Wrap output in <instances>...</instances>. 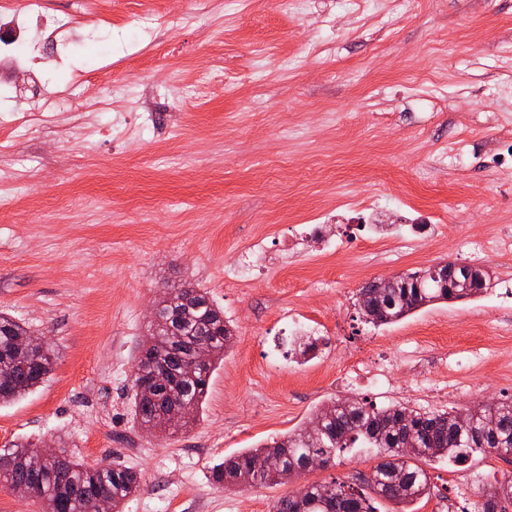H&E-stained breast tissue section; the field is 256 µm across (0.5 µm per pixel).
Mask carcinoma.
<instances>
[{"label": "carcinoma", "instance_id": "carcinoma-1", "mask_svg": "<svg viewBox=\"0 0 512 512\" xmlns=\"http://www.w3.org/2000/svg\"><path fill=\"white\" fill-rule=\"evenodd\" d=\"M489 271L475 275L465 267H448L449 287H439L431 269L404 274L403 286L377 295L370 282L359 294H375L374 307L357 310L360 321L375 328L395 324L436 301L456 302L489 289ZM233 331L224 311L207 293L191 284L177 286L156 306V318L137 360V373H165V384L148 391L131 386V415L142 429L175 431L184 419L170 414L187 405L199 409L216 363L224 359ZM36 341L24 323L0 314V404L12 403L44 383L53 370V354L45 349L36 359L21 346ZM208 346L205 364L195 361L197 345ZM353 448H367L379 459L372 474L358 483L333 479L308 485L303 504L294 495L280 498L272 512H376L375 498L407 506L430 494V476L421 461L465 463L479 452L512 449V400L479 403L465 412L423 411L401 403L378 407L365 398L344 397L315 410L305 426L258 448L214 465L212 481L245 488L290 481L304 471L307 459L335 460ZM37 448L13 443L0 452V482L11 487L33 484L45 512H122L127 498L139 488V477L127 468L87 465L60 450L43 468H33ZM267 460L264 474L252 469L254 458ZM473 512H512V474L485 491V501Z\"/></svg>", "mask_w": 512, "mask_h": 512}]
</instances>
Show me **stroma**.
Instances as JSON below:
<instances>
[{
  "label": "stroma",
  "instance_id": "1",
  "mask_svg": "<svg viewBox=\"0 0 512 512\" xmlns=\"http://www.w3.org/2000/svg\"><path fill=\"white\" fill-rule=\"evenodd\" d=\"M72 18L70 48L41 44L38 70L60 119L84 139L36 130L0 154L26 168L24 195L0 186V313L54 354L47 381L0 406V448H62L135 471L123 512H270L306 483L369 475L352 451L284 484L212 483L225 458L300 426L337 397L452 411L512 400V296L438 302L379 329L354 303L372 280L455 260L472 238L512 233V168L488 155L512 128V0H47ZM92 197L85 209L65 199ZM409 247L370 242L362 195ZM331 214L336 250L296 231ZM257 238L269 262L228 286ZM207 291L234 334L188 427L146 433L129 390L149 312L171 288ZM319 327L300 361L286 322ZM475 357V372L454 361ZM365 362L386 391L345 378ZM431 493L412 512H472L512 455L424 462Z\"/></svg>",
  "mask_w": 512,
  "mask_h": 512
}]
</instances>
